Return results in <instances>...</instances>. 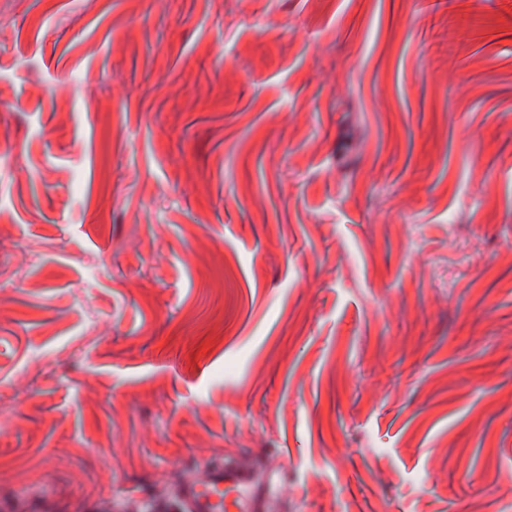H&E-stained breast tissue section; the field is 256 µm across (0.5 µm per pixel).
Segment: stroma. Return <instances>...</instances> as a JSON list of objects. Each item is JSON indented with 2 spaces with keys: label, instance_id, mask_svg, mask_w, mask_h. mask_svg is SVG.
<instances>
[{
  "label": "stroma",
  "instance_id": "obj_1",
  "mask_svg": "<svg viewBox=\"0 0 512 512\" xmlns=\"http://www.w3.org/2000/svg\"><path fill=\"white\" fill-rule=\"evenodd\" d=\"M0 16V512H512V0ZM280 474L262 481L234 462L212 463L178 488L181 512H262L266 500L281 491Z\"/></svg>",
  "mask_w": 512,
  "mask_h": 512
}]
</instances>
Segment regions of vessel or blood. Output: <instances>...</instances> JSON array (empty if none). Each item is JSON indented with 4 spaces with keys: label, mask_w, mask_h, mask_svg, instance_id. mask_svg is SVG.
Here are the masks:
<instances>
[{
    "label": "vessel or blood",
    "mask_w": 512,
    "mask_h": 512,
    "mask_svg": "<svg viewBox=\"0 0 512 512\" xmlns=\"http://www.w3.org/2000/svg\"><path fill=\"white\" fill-rule=\"evenodd\" d=\"M280 475L257 480L252 469L234 462L212 463L178 488L179 512H263L281 490Z\"/></svg>",
    "instance_id": "1"
}]
</instances>
